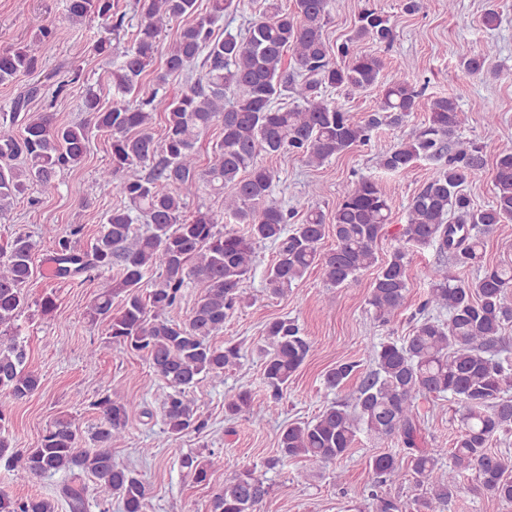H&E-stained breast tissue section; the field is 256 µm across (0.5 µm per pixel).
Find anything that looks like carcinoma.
<instances>
[{
	"label": "carcinoma",
	"instance_id": "obj_1",
	"mask_svg": "<svg viewBox=\"0 0 512 512\" xmlns=\"http://www.w3.org/2000/svg\"><path fill=\"white\" fill-rule=\"evenodd\" d=\"M209 11L198 13L197 0H138L139 20L133 42L112 55L111 37L100 38L94 50L112 66V106L104 109L87 91L81 111L86 119L57 123L54 113L32 112L37 96L56 97L66 82L33 86L0 106V219L16 202L39 199L58 191V175L84 160L90 128L111 139V162L99 171L102 185L126 201L103 219L90 249L81 250L74 237L46 225L43 234L54 243L55 276L82 284L94 271L117 268L87 310L91 322L106 326L112 342L144 357L162 381L161 402L166 432L182 436L200 432L206 420L190 389L207 377L224 379V371L239 364L242 346L222 345L213 338L245 297L241 286L257 267V246H277L276 261L265 272L273 295L288 294L308 270L319 266L325 281L338 288L372 268L369 305L378 326L389 327L405 306L411 288L410 248L433 246L438 261L426 272L427 298L419 307L412 333L388 336L372 346L374 367L357 390L325 406L306 422L290 425L279 437L280 456L267 460L273 469L284 459L302 458L321 469L343 459L364 433L377 440L397 439L406 449L371 457L375 512H444L467 474L475 490L512 504V457L492 448L498 436L512 430V367L506 327L512 323V264L483 263L485 238L500 224L512 223V150L500 151L492 169L493 200L483 208L472 205L468 181L486 165L485 148L496 134V116L485 119L483 140L462 141L456 132L462 112L455 100L430 97L406 76L382 80L383 62L355 51L369 38L389 45L393 24L384 10L367 5L358 13L352 35L331 48L324 36L331 20V0H294L290 12L277 3L253 20L244 35L216 36L214 24L238 8L236 0H208ZM113 0H65L69 21L96 17L108 31L123 29L124 17H114ZM186 24L166 52L160 37L169 24ZM55 27L40 25L33 43L0 51V84L32 75L39 67L36 46L55 38ZM493 52L490 45L459 61L457 69L485 74ZM164 54V67L152 85L143 75ZM200 63L205 73L175 86L169 77ZM381 88L376 109L362 121L323 96L327 89L348 93ZM291 94L297 105H275ZM425 108L427 122L414 136L378 156L380 168L403 172L414 161H443L407 206L402 244L386 260L375 246L386 234L391 207L378 185L364 177L348 184L331 213L335 246L322 247L326 215L310 207L290 226L291 212L274 197L275 172L263 156L288 152L311 167L370 141V133L385 124L400 126L411 113ZM164 114L163 136L154 137V116ZM215 124L223 137L206 164L198 159L197 143ZM146 175H132L135 167ZM224 192V213L246 230H221L210 210L188 211L201 186ZM147 225L138 233L136 224ZM36 241L18 231L0 245V425L9 421L10 403L32 396L40 378L27 368L26 346L18 340L15 322L28 306V287L37 276ZM475 267L478 275L465 282L449 274L448 262ZM198 289L199 298L180 322L170 318L183 289ZM122 297L112 312V298ZM312 342L297 320L275 318L265 327L263 379L269 401L277 403L289 379L303 365ZM359 372L355 361L336 363L324 374V386L340 392ZM448 395L460 404L454 448H421L422 396ZM100 418L90 440L79 428L59 420L46 429L34 447L16 450L0 430V467L24 483L47 474L79 470L112 492L122 512H143L150 488L131 469L112 458V443L125 432L137 411V398L106 390L93 403ZM225 412L260 416L266 405L255 402L252 390L241 386L224 401ZM209 456L184 455L181 467L198 483H208L216 461ZM413 478L418 490L411 500L380 494L377 489ZM270 486L252 470H243L216 492L209 512H260ZM70 512H86V487L60 491ZM0 512H55L52 499L38 494H0Z\"/></svg>",
	"mask_w": 512,
	"mask_h": 512
}]
</instances>
